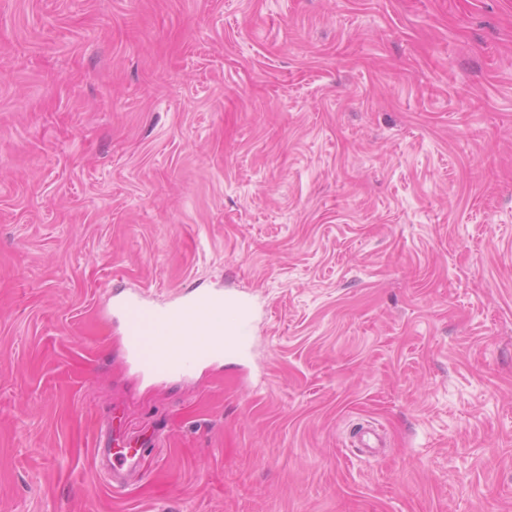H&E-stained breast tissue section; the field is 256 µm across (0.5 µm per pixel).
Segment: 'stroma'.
Listing matches in <instances>:
<instances>
[{"mask_svg": "<svg viewBox=\"0 0 512 512\" xmlns=\"http://www.w3.org/2000/svg\"><path fill=\"white\" fill-rule=\"evenodd\" d=\"M0 512H512V0H0ZM112 297H116L112 307L118 312L129 353L148 374L186 375L224 353H244L253 337L249 302L236 294L224 295L220 289L179 294L172 305L161 307L153 305L139 289L115 292ZM190 320L209 324L197 332L195 323L182 336ZM222 334L224 342L213 338L222 339L218 336ZM180 336L189 344L198 336L207 337L185 347L179 342ZM144 454L137 450L122 453L112 448H97L101 470L106 474L113 490H120L127 484V475L140 472Z\"/></svg>", "mask_w": 512, "mask_h": 512, "instance_id": "stroma-1", "label": "stroma"}]
</instances>
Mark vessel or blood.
Returning <instances> with one entry per match:
<instances>
[{
    "label": "vessel or blood",
    "instance_id": "obj_1",
    "mask_svg": "<svg viewBox=\"0 0 512 512\" xmlns=\"http://www.w3.org/2000/svg\"><path fill=\"white\" fill-rule=\"evenodd\" d=\"M119 315L128 350L139 369L153 375L190 373L197 365L224 354H241L249 347L253 322L248 301L217 289L181 294L169 306H155L141 290L117 294L112 303ZM202 322L203 337L187 347L179 338L187 321ZM112 489L126 486L128 475L140 472L138 451H97Z\"/></svg>",
    "mask_w": 512,
    "mask_h": 512
}]
</instances>
